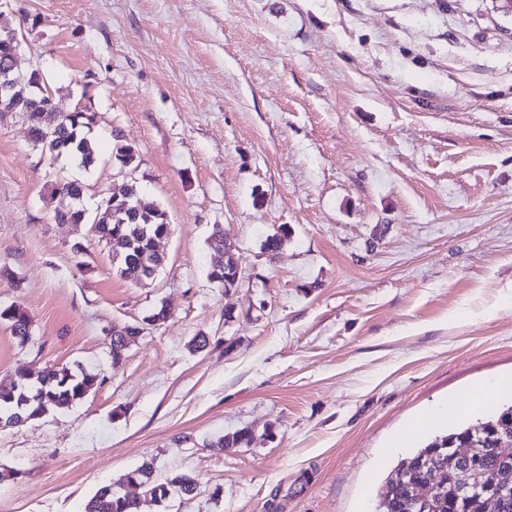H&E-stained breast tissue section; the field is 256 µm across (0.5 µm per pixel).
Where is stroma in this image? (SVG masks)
<instances>
[{"label":"stroma","instance_id":"obj_1","mask_svg":"<svg viewBox=\"0 0 512 512\" xmlns=\"http://www.w3.org/2000/svg\"><path fill=\"white\" fill-rule=\"evenodd\" d=\"M21 69L95 113L88 170L0 118V383L97 374L81 402L0 426V512H84L153 461L189 496L142 512H374L390 439L512 375V12L501 0H7ZM132 173L166 211V265L117 276L90 225ZM287 225L277 255L262 244ZM222 227L239 266L210 279ZM149 327L112 366L105 329ZM211 344L190 347L197 335ZM241 429L250 444L224 447ZM0 322H7L11 328V325L16 326L15 330L12 328V335L17 339L20 345H24L29 340V334H26V330L29 326V318L24 310L16 305H11L5 308H0Z\"/></svg>","mask_w":512,"mask_h":512}]
</instances>
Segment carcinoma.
I'll return each instance as SVG.
<instances>
[{"label":"carcinoma","instance_id":"obj_1","mask_svg":"<svg viewBox=\"0 0 512 512\" xmlns=\"http://www.w3.org/2000/svg\"><path fill=\"white\" fill-rule=\"evenodd\" d=\"M37 70L22 72L15 97L0 100V111L15 108L32 99L30 85L37 81ZM53 109L48 91L40 95V102L27 107L26 120L30 136L38 143L41 151L52 155L59 151L83 161L86 167L95 165L97 157L93 147L91 133L95 124V114L78 111L66 121L55 126L49 125ZM115 150L112 151L113 164L123 169H135L138 166L133 148L120 143V135L114 134ZM120 196H129L144 203V210L150 217V223L143 225L145 231L133 232V225L124 224L125 216L121 208H103L94 217V232L105 242L112 255V263L117 267L120 277L139 283L140 270L137 257L151 248L152 240L170 231L166 212L154 201L143 197L136 181L121 183ZM288 237L287 226L281 225L277 231L267 236L263 249L274 254L282 247ZM212 251L224 255L223 264L214 267L209 277L223 283L225 291H230L233 281L230 279L234 253L231 252L224 230L216 226L209 240ZM0 322L15 326L12 335L19 344L28 342L25 330L29 318L24 310L16 305L0 308ZM144 336L140 324L125 326L123 330L110 336V355L112 367L120 366L124 352ZM98 377L80 368H45L40 371L25 370L12 378L7 386H0V423L18 425L34 420L46 413L45 406L64 407L82 401L97 384ZM501 431L512 432V405L500 406L487 414L476 425L460 426L444 435L437 436L427 444L417 448L409 456L401 459L393 467L378 490L377 512H409L407 503L408 487L425 481L426 464H431L441 476V494L438 512H512V499L508 506L494 493H475L463 496L461 489V471L453 458V449L470 448L479 467L488 476L512 474V455L504 456L498 449L495 434ZM153 463L145 462L126 475V481L133 482L142 489L144 496L161 503L171 494L191 495L196 490L195 480L187 473H177L165 481L154 476ZM140 497H131L103 486L88 500L84 512H141Z\"/></svg>","mask_w":512,"mask_h":512}]
</instances>
